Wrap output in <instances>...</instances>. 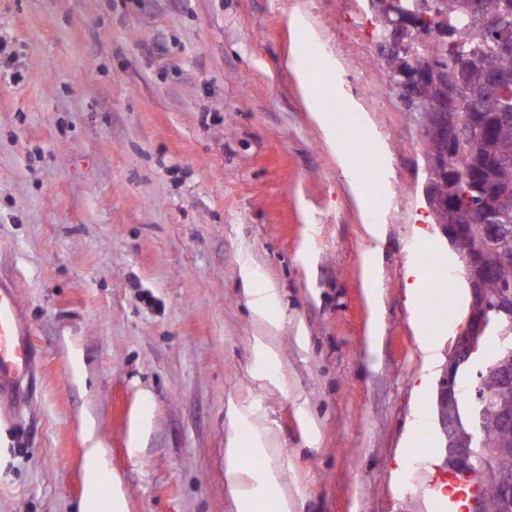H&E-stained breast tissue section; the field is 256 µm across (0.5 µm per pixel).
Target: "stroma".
<instances>
[{
	"mask_svg": "<svg viewBox=\"0 0 512 512\" xmlns=\"http://www.w3.org/2000/svg\"><path fill=\"white\" fill-rule=\"evenodd\" d=\"M377 33L368 0H0V279L36 350L26 402L0 412V512H80L93 446L121 512H237L224 450L253 431L279 474L262 502L437 512L411 435L427 425L447 465V367L424 366L407 272L428 250L458 262ZM309 53L333 66L324 111L355 103L372 127L341 138L383 152L374 214L305 104ZM363 278L365 282V294L368 303L371 308L375 311L378 305L377 288H375L377 281V272L375 265V256L373 253H368L365 258L363 268ZM243 280L245 284V294L249 298L248 303L253 313L256 316L271 322L266 311L270 299V289L257 288L253 284L247 271L243 273Z\"/></svg>",
	"mask_w": 512,
	"mask_h": 512,
	"instance_id": "35a3bbf8",
	"label": "stroma"
}]
</instances>
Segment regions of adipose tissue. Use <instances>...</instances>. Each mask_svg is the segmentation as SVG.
<instances>
[{"label":"adipose tissue","mask_w":512,"mask_h":512,"mask_svg":"<svg viewBox=\"0 0 512 512\" xmlns=\"http://www.w3.org/2000/svg\"><path fill=\"white\" fill-rule=\"evenodd\" d=\"M326 71H312L302 78V90L307 107L314 120L319 124L325 139L336 155L337 163L348 170V186L357 203L369 199L374 183L359 170L353 169L350 163L356 147L353 143L339 139L326 113L319 106L323 87L326 83ZM268 453L260 435H253L248 447L232 445L226 451V476L229 479L238 507V512H254L256 496L260 488L277 486L278 478L273 471H259L254 466L257 458Z\"/></svg>","instance_id":"obj_1"}]
</instances>
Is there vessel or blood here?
<instances>
[{
  "instance_id": "b4317fda",
  "label": "vessel or blood",
  "mask_w": 512,
  "mask_h": 512,
  "mask_svg": "<svg viewBox=\"0 0 512 512\" xmlns=\"http://www.w3.org/2000/svg\"><path fill=\"white\" fill-rule=\"evenodd\" d=\"M35 358L30 329L20 315L16 287L0 282L1 408L13 410L25 402L21 383L32 376ZM427 483L443 500L447 512H470V503L480 490L475 475L446 471L433 464L427 469Z\"/></svg>"
}]
</instances>
